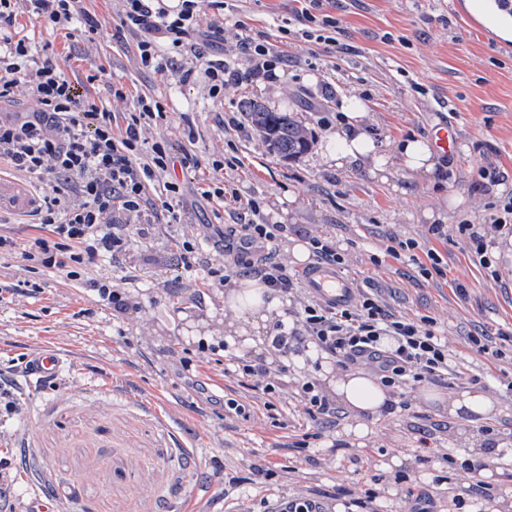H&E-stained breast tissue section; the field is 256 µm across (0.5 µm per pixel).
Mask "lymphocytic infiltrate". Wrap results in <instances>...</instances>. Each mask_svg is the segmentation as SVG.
<instances>
[{
	"label": "lymphocytic infiltrate",
	"mask_w": 512,
	"mask_h": 512,
	"mask_svg": "<svg viewBox=\"0 0 512 512\" xmlns=\"http://www.w3.org/2000/svg\"><path fill=\"white\" fill-rule=\"evenodd\" d=\"M118 34L137 37L138 64L153 72H168L188 80L185 55L203 67L212 96L219 97L239 75L228 61L216 59L201 47L225 24L240 31L242 54L252 75L271 77L287 58L269 34L253 31L243 20L223 14L224 0H214L218 15L202 19L196 0H179L169 8L166 0H121ZM321 0H308L301 10V40L323 43L326 52L344 47L333 30L339 21L320 14ZM27 14L51 32L93 39L103 26L83 0H0V167L36 180L41 204L31 214L42 236L21 245L0 233V258L18 257L29 272L56 269L67 279L82 281L114 311L125 312L129 303L110 278L91 276L98 259H119L130 246V231L148 216H166L180 222L173 203L183 194L180 182L167 179L176 158L164 139H149L150 128L167 124L165 106L153 96L138 95L132 112L116 117L105 101L70 78L49 50H36L18 33V16ZM26 86L40 106L36 112H13L9 106L18 86ZM209 197L224 202H244L247 217L229 234L215 241L224 263L208 267L207 279L220 286L238 270H247L269 288L296 297L299 319L295 327L276 323L271 345L288 356L295 343L312 341L318 350L342 366L366 365L381 384L401 388L407 381H422L448 373L452 361L448 341L435 331L428 316L392 313L371 291L357 290L353 303L332 307L303 291L288 267L266 253L271 242L288 231L287 225L265 218L259 199L241 200L236 188H212ZM488 221L463 223L458 233L467 238L471 252L484 268L495 265L491 234L512 235V200L489 203Z\"/></svg>",
	"instance_id": "lymphocytic-infiltrate-1"
}]
</instances>
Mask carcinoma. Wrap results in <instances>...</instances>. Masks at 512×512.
<instances>
[{
  "instance_id": "cac0c4a2",
  "label": "carcinoma",
  "mask_w": 512,
  "mask_h": 512,
  "mask_svg": "<svg viewBox=\"0 0 512 512\" xmlns=\"http://www.w3.org/2000/svg\"><path fill=\"white\" fill-rule=\"evenodd\" d=\"M246 112L250 121L270 149L294 157L309 148L303 126L287 112H270L262 105L250 102Z\"/></svg>"
}]
</instances>
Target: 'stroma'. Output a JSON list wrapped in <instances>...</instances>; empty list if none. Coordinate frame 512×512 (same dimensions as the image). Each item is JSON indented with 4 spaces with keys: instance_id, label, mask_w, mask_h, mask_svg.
Segmentation results:
<instances>
[{
    "instance_id": "35a3bbf8",
    "label": "stroma",
    "mask_w": 512,
    "mask_h": 512,
    "mask_svg": "<svg viewBox=\"0 0 512 512\" xmlns=\"http://www.w3.org/2000/svg\"><path fill=\"white\" fill-rule=\"evenodd\" d=\"M227 4L273 32L300 8L298 0ZM83 5L109 22L95 40L52 34L25 16L19 27L36 46L51 45L65 73L98 74L89 89L106 97L115 114L130 111L134 95L158 96L173 120L152 137L199 163L170 172L184 187L182 223L146 227L133 235L123 260L98 264L134 309L117 313L82 282L48 269L31 275L18 261L0 259V283L30 278L39 285L0 295V378L11 383L22 409L18 416L0 413V512H25L39 493L50 494L58 512H225L231 504L264 512L266 498L306 488L326 493L328 512H347V499L370 489L379 512H410V487L430 497L432 512H447L453 495L477 481L461 467L467 454L459 429L489 428L512 440V242L498 260L496 281L455 229L464 221L484 223L488 203L512 198V46L469 24L466 0H323V13L341 21L344 52L330 54L312 42L289 47L291 63L272 78L231 84L213 98L194 58L184 60L194 71L185 84L140 69L136 37L114 35L121 0ZM326 81L335 94L324 101L318 88ZM113 82L129 98L110 97ZM350 95L370 112L373 135L386 147L410 136L429 139L450 122L458 131L454 153L439 156L434 175L414 179L397 162L382 177L330 166L322 135ZM247 101L294 113L309 150L288 159L258 133L244 137L225 128L229 117L246 120ZM231 155L237 167L219 174L242 199H260L269 220L290 231L329 238L347 255L344 275L380 289L394 313L432 317L448 339L457 375L408 382L371 424L363 446L343 433L346 410L331 424L305 413L300 386L320 380L309 359H284L267 343L239 350L244 360L283 369L284 394L272 403L225 372L223 352L198 350L199 342L223 341L233 313L224 288L207 286L205 273L186 268L181 255L190 243L222 264L208 239L230 231L238 214L199 189L219 175L213 162ZM483 168L500 175L487 189ZM37 203L22 182L0 191V221L18 243L38 233L23 221ZM434 215L448 226L447 240L430 235ZM392 235L420 247L414 256L372 264ZM430 248L445 258L444 277L419 273L415 260ZM482 335L492 337L502 359L471 350L469 337ZM46 347L60 353V374L29 376L31 356ZM425 390L481 392L499 412L467 425L424 401ZM228 398L243 405V415L225 416ZM426 432L427 455L420 450ZM394 458L399 467H391ZM258 465L265 475H256Z\"/></svg>"
}]
</instances>
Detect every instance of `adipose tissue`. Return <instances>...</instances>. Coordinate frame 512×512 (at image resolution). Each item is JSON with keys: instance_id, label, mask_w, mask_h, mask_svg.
I'll return each mask as SVG.
<instances>
[{"instance_id": "adipose-tissue-1", "label": "adipose tissue", "mask_w": 512, "mask_h": 512, "mask_svg": "<svg viewBox=\"0 0 512 512\" xmlns=\"http://www.w3.org/2000/svg\"><path fill=\"white\" fill-rule=\"evenodd\" d=\"M328 140L333 149L328 158L336 167L360 165L370 173L384 172L389 157L381 150L376 139L367 131L365 115L358 108L346 107L343 119ZM228 306L235 313L240 326L259 328L269 321L272 314L281 312L283 307L280 293L267 288L259 279L245 278L226 295ZM321 379L350 414L345 427L346 435L360 439L367 435L369 423L390 408L393 398L389 390L377 378L362 372L332 373L324 370ZM427 401L447 408L449 414L459 420L470 416L489 418L496 414V401L478 392H462L454 399L433 391L425 392Z\"/></svg>"}]
</instances>
